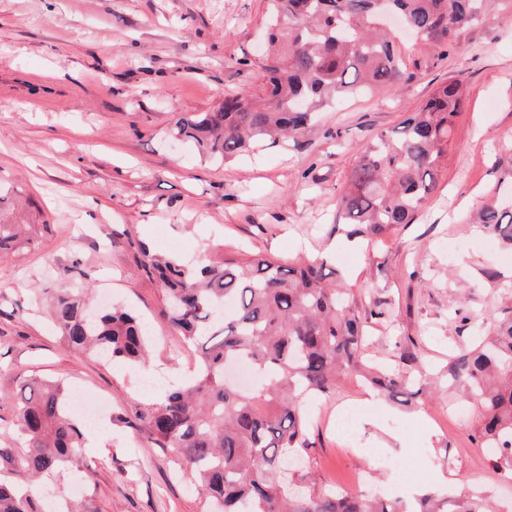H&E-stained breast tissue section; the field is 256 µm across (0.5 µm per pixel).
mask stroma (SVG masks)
<instances>
[{
	"label": "stroma",
	"mask_w": 512,
	"mask_h": 512,
	"mask_svg": "<svg viewBox=\"0 0 512 512\" xmlns=\"http://www.w3.org/2000/svg\"><path fill=\"white\" fill-rule=\"evenodd\" d=\"M266 17L267 0H0V191L9 196L0 216L31 227L23 248L0 256V446L18 438L11 396L35 377L63 379L111 406L105 448L80 450L78 503L89 512H202L189 480L121 422L159 387L69 348L51 305L82 290L135 312L155 336L152 368L186 381L193 371L188 357L170 358L179 335L141 267L143 249L194 264L242 251L286 262L318 254L346 274L372 350L437 389L398 404L340 380L309 417L304 460L318 486L345 484L362 467V492L411 504L404 470L439 495L452 494L441 479L453 473L512 512V471L492 468L472 439L477 407L463 386L448 385L449 355L498 314L512 286V248L465 221L495 184L498 144L512 139V8L494 6L444 58L398 33L411 83L321 112L297 140L214 160L173 125L214 111L225 94H262ZM455 78L465 105L437 191L414 223L334 252L345 238L336 193L370 137ZM376 307L381 316H370ZM407 351L412 361L402 360ZM346 405L366 409L367 453L349 452L323 418ZM393 435L404 447H383Z\"/></svg>",
	"instance_id": "1"
}]
</instances>
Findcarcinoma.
Wrapping results in <instances>:
<instances>
[{
	"instance_id": "carcinoma-1",
	"label": "carcinoma",
	"mask_w": 512,
	"mask_h": 512,
	"mask_svg": "<svg viewBox=\"0 0 512 512\" xmlns=\"http://www.w3.org/2000/svg\"><path fill=\"white\" fill-rule=\"evenodd\" d=\"M268 41L261 69L264 101L224 97L215 112L183 115L175 135L211 158L228 159L259 142L295 139L315 108L390 89L413 74L382 27L385 11L436 48L462 49L461 32L486 15L490 0H268ZM461 85H437L425 103L392 130L376 133L336 194V217L348 236L373 240L410 224L437 188L456 117ZM498 158V183H512V142ZM472 223L512 246V209L490 199ZM18 225L0 222V254L19 245ZM170 324L198 363L187 384L122 423L144 435L189 473L206 512H408L399 500L305 485L294 455L309 448L303 403L356 375L391 400L412 395L414 382L367 357L365 319L340 271L322 256L290 263L273 257L213 259L199 266L143 251ZM85 301L63 293L52 319L65 343L105 362L147 367L150 332L122 309L89 316ZM480 408L475 440L498 448L497 467H512V306L489 331L448 363ZM62 379L32 381L16 399L20 446L0 448V512H49L48 499L25 486L81 470L84 423L69 409ZM413 512H494L492 501L433 494Z\"/></svg>"
}]
</instances>
